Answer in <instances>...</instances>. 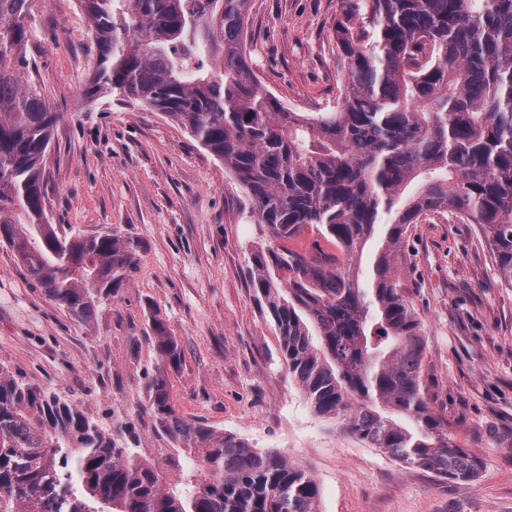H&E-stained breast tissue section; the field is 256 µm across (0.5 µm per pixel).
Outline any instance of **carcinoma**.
<instances>
[{
	"label": "carcinoma",
	"instance_id": "1",
	"mask_svg": "<svg viewBox=\"0 0 512 512\" xmlns=\"http://www.w3.org/2000/svg\"><path fill=\"white\" fill-rule=\"evenodd\" d=\"M95 56L84 95L171 117L235 175L257 223L290 240L307 226L360 258L394 214L370 287L336 256L252 253L251 283L313 411L450 481L479 456L453 444L423 382V326L393 253L409 225L451 212L480 227L512 288V0H343L347 62L334 112H291L245 58L249 0H82ZM28 0H0V242L51 301L84 323L121 287L138 244L116 231L58 234L45 212L59 113L23 84ZM158 362L142 410L186 461L169 484L94 418L0 364V512H318L315 480L283 456L181 416L167 369L181 351L152 317Z\"/></svg>",
	"mask_w": 512,
	"mask_h": 512
}]
</instances>
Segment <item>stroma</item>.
Listing matches in <instances>:
<instances>
[{
    "instance_id": "1",
    "label": "stroma",
    "mask_w": 512,
    "mask_h": 512,
    "mask_svg": "<svg viewBox=\"0 0 512 512\" xmlns=\"http://www.w3.org/2000/svg\"><path fill=\"white\" fill-rule=\"evenodd\" d=\"M342 0H252L246 60L294 112H332L345 93L336 49ZM33 78L61 117L48 149L46 214L66 235L119 228L137 266L91 323L49 300L0 243V364L111 426L160 444L141 415L158 314L181 348L168 370L185 418L278 453L316 480L320 512H512V288L479 227L450 213L410 225L398 281L426 338L429 403L482 460L449 482L408 466L314 413L289 376L275 323L251 286L270 238L233 174L165 114L112 96L87 100L94 35L80 0H30Z\"/></svg>"
}]
</instances>
